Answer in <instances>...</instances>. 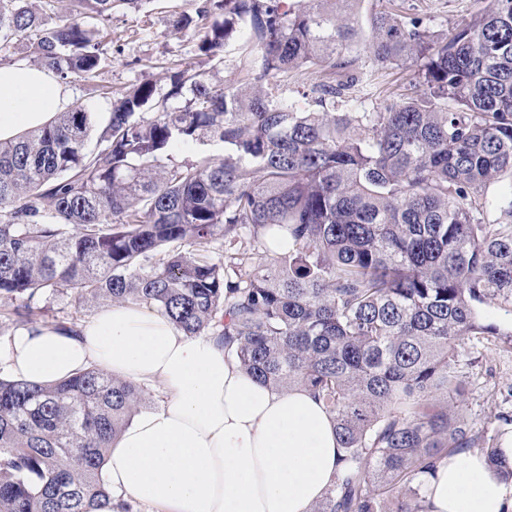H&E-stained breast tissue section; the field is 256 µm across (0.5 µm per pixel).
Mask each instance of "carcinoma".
<instances>
[{
    "label": "carcinoma",
    "mask_w": 512,
    "mask_h": 512,
    "mask_svg": "<svg viewBox=\"0 0 512 512\" xmlns=\"http://www.w3.org/2000/svg\"><path fill=\"white\" fill-rule=\"evenodd\" d=\"M35 0H0V40L31 64L90 80L115 0H69L43 21ZM358 0H205L178 21L197 51L244 82L186 70L162 96L145 82L99 128L71 103L0 141V303L29 328L59 291L75 306L155 309L212 336L265 385L307 387L332 418L341 466L313 512H423L438 459L475 444L434 402L457 396V349L512 308V201L482 218L512 175V0L438 33L383 8L360 42ZM381 67H418L411 94L379 110L300 112L272 92L291 70L343 98L353 46ZM225 156L160 158L203 138ZM250 247H243V240ZM145 403L143 388L91 366L54 384L0 376V512H91L102 464Z\"/></svg>",
    "instance_id": "cac0c4a2"
}]
</instances>
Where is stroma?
Instances as JSON below:
<instances>
[{"instance_id": "obj_1", "label": "stroma", "mask_w": 512, "mask_h": 512, "mask_svg": "<svg viewBox=\"0 0 512 512\" xmlns=\"http://www.w3.org/2000/svg\"><path fill=\"white\" fill-rule=\"evenodd\" d=\"M202 0H137L113 10L105 24L108 37L104 61L91 81L71 77L72 98L85 100L97 122H104L112 102L145 81L164 89L173 72L189 70L214 83H232L240 77L236 51L226 48L224 65L213 68L196 50L195 40L176 27L180 15L195 13ZM403 19H423L437 32L469 20L487 5L486 0H393ZM357 71L371 75L369 89L350 93V107H374L405 93L416 78V69L380 67L363 51H355ZM488 322L497 328L493 337H472L458 348V371L465 394L457 410L472 429L477 447L499 443L512 427V313L490 303L483 307Z\"/></svg>"}]
</instances>
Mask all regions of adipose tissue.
<instances>
[{
  "instance_id": "ef3b65f1",
  "label": "adipose tissue",
  "mask_w": 512,
  "mask_h": 512,
  "mask_svg": "<svg viewBox=\"0 0 512 512\" xmlns=\"http://www.w3.org/2000/svg\"><path fill=\"white\" fill-rule=\"evenodd\" d=\"M70 104L52 71L0 66V140L46 124ZM159 385L168 399L138 412L102 467L110 489L98 512L133 499L158 512H311L339 468L329 415L304 388L267 387L213 339L188 336L154 310L116 304L76 332L22 329L0 366L36 384L89 366ZM427 512H512V482L484 455L439 459L427 478Z\"/></svg>"
}]
</instances>
